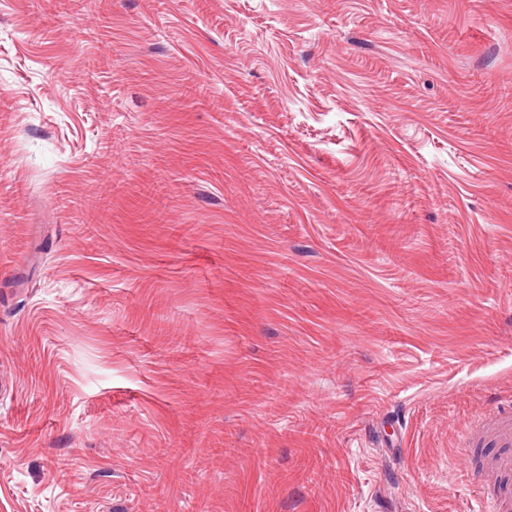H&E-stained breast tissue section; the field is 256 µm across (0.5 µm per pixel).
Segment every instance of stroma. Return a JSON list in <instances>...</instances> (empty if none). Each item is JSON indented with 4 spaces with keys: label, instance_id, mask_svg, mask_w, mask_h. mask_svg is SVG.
<instances>
[{
    "label": "stroma",
    "instance_id": "1",
    "mask_svg": "<svg viewBox=\"0 0 512 512\" xmlns=\"http://www.w3.org/2000/svg\"><path fill=\"white\" fill-rule=\"evenodd\" d=\"M512 390V0H0V512H471Z\"/></svg>",
    "mask_w": 512,
    "mask_h": 512
}]
</instances>
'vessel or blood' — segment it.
<instances>
[{
	"instance_id": "1",
	"label": "vessel or blood",
	"mask_w": 512,
	"mask_h": 512,
	"mask_svg": "<svg viewBox=\"0 0 512 512\" xmlns=\"http://www.w3.org/2000/svg\"><path fill=\"white\" fill-rule=\"evenodd\" d=\"M465 468L476 482L480 512H512V392L465 425Z\"/></svg>"
}]
</instances>
